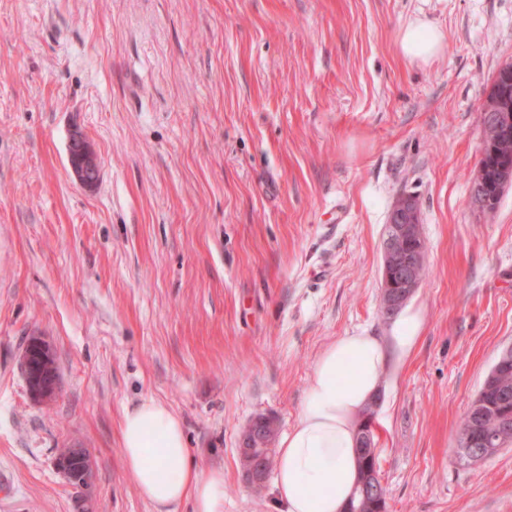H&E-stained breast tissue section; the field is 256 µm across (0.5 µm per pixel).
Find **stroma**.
I'll return each mask as SVG.
<instances>
[{"instance_id": "obj_1", "label": "stroma", "mask_w": 512, "mask_h": 512, "mask_svg": "<svg viewBox=\"0 0 512 512\" xmlns=\"http://www.w3.org/2000/svg\"><path fill=\"white\" fill-rule=\"evenodd\" d=\"M417 16L446 40L423 67L395 46ZM510 61L512 0H0V512H77L70 446L92 454V512H155L119 444L147 397L223 467L224 512H277L242 430L264 415L284 436L332 340L390 335L382 241L403 194L427 274L375 413L387 512H512V443L456 460L512 347V189L490 215L470 200ZM33 338L54 352L50 402L21 370ZM71 140L70 161L79 182L87 187L95 185L100 178V162L82 135L75 134ZM498 397L493 392L491 395L483 394L477 401L476 398L472 402L467 412L464 414L459 428L458 440H457V456L460 460L467 462V449H472L468 446L463 433L473 428L475 422V414L480 413L482 420L480 421L481 431H494L498 428L495 421V407L497 406ZM478 403V406H476ZM468 463V462H467ZM251 432H253V434H255L253 431L252 423L247 425L243 431L242 439H241V444H242L241 447L242 448H239V451L241 453H250L251 455L258 454L257 457L255 458L254 468L252 469V478L255 482H257L259 479H261L264 476V474L266 476V474H268L267 472H269L268 470H270L272 467V463H273L272 448H269L268 452L266 454V457H265L266 466H265V470H264L263 456L259 453L260 448H246L245 442L247 440L248 435ZM241 453H240V464H241L242 469L245 471V473L248 474L253 466L254 457L250 456L248 454H241Z\"/></svg>"}]
</instances>
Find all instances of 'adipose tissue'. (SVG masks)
Listing matches in <instances>:
<instances>
[{"mask_svg":"<svg viewBox=\"0 0 512 512\" xmlns=\"http://www.w3.org/2000/svg\"><path fill=\"white\" fill-rule=\"evenodd\" d=\"M400 57L428 64L445 50L443 32L423 18L395 38ZM420 317L406 309L388 336L353 333L334 339L315 362L295 423L275 456V493L282 512H343L357 483V421L380 392L394 355L418 340ZM125 468L138 494L157 512L188 500L193 512H224V471L191 457L179 417L143 399L120 422Z\"/></svg>","mask_w":512,"mask_h":512,"instance_id":"obj_1","label":"adipose tissue"}]
</instances>
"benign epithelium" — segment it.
Wrapping results in <instances>:
<instances>
[{"label": "benign epithelium", "instance_id": "7a95c632", "mask_svg": "<svg viewBox=\"0 0 512 512\" xmlns=\"http://www.w3.org/2000/svg\"><path fill=\"white\" fill-rule=\"evenodd\" d=\"M482 111L488 118L495 137L482 139L481 156L491 154L497 157V181L502 189L512 187V152L500 150L503 142H512V100L499 97L488 100ZM70 161L73 172L79 182L87 187L95 185L100 178V162L83 136L75 134L71 140ZM485 169L478 164L472 181L471 199L478 210L484 214L494 212L496 197L485 192ZM382 288L381 303L384 317H393L413 296L421 284L420 270L426 268L427 246L421 233V220L416 201L407 195L399 196L394 202L385 225L382 242ZM28 389L39 398L54 397L59 391L56 376L44 378L41 373L33 371L29 363L23 364ZM375 417H370L368 429L362 436L358 453L371 455L376 451L373 438ZM497 442L495 436L469 438V443L479 445L470 457L473 462L480 461L494 451Z\"/></svg>", "mask_w": 512, "mask_h": 512}]
</instances>
